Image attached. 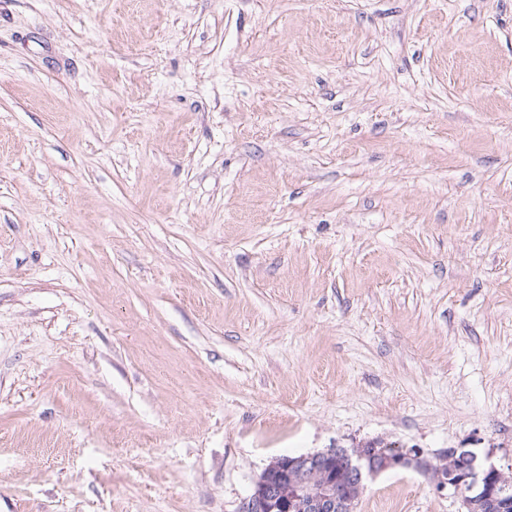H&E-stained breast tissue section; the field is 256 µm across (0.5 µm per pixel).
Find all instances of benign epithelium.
<instances>
[{
  "mask_svg": "<svg viewBox=\"0 0 512 512\" xmlns=\"http://www.w3.org/2000/svg\"><path fill=\"white\" fill-rule=\"evenodd\" d=\"M398 469L431 475L470 510L512 502V467L463 448L430 459L419 448H330L274 458L256 480L242 512H354L366 481Z\"/></svg>",
  "mask_w": 512,
  "mask_h": 512,
  "instance_id": "1",
  "label": "benign epithelium"
}]
</instances>
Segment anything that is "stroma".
Segmentation results:
<instances>
[{"label": "stroma", "mask_w": 512, "mask_h": 512, "mask_svg": "<svg viewBox=\"0 0 512 512\" xmlns=\"http://www.w3.org/2000/svg\"><path fill=\"white\" fill-rule=\"evenodd\" d=\"M368 441L512 465V0H0V512Z\"/></svg>", "instance_id": "obj_1"}]
</instances>
